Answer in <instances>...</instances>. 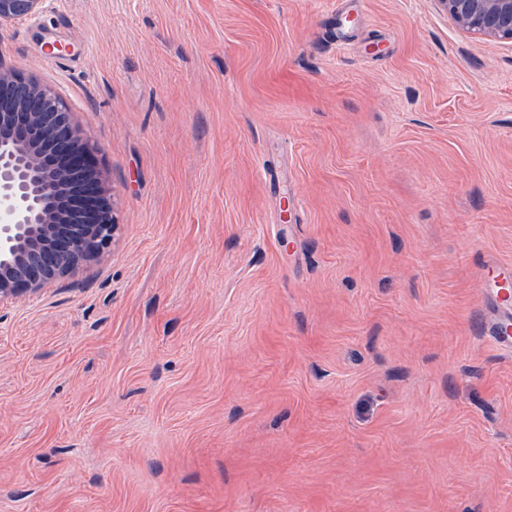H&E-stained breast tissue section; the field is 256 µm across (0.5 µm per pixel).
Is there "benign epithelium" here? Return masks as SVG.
Masks as SVG:
<instances>
[{
    "label": "benign epithelium",
    "mask_w": 512,
    "mask_h": 512,
    "mask_svg": "<svg viewBox=\"0 0 512 512\" xmlns=\"http://www.w3.org/2000/svg\"><path fill=\"white\" fill-rule=\"evenodd\" d=\"M52 0H0V25ZM463 32L512 41V0H437ZM118 224L60 96L0 64V301L39 294L109 253Z\"/></svg>",
    "instance_id": "7a95c632"
}]
</instances>
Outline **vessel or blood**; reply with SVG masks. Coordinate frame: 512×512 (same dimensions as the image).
<instances>
[{"label": "vessel or blood", "mask_w": 512, "mask_h": 512, "mask_svg": "<svg viewBox=\"0 0 512 512\" xmlns=\"http://www.w3.org/2000/svg\"><path fill=\"white\" fill-rule=\"evenodd\" d=\"M481 279L486 294V330L497 344L512 348V267L485 263Z\"/></svg>", "instance_id": "b4317fda"}]
</instances>
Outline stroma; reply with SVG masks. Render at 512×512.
<instances>
[{
  "mask_svg": "<svg viewBox=\"0 0 512 512\" xmlns=\"http://www.w3.org/2000/svg\"><path fill=\"white\" fill-rule=\"evenodd\" d=\"M110 254L0 303V512H512V41L436 0H52ZM481 279L486 294V330L497 344L512 348V267L486 262Z\"/></svg>",
  "mask_w": 512,
  "mask_h": 512,
  "instance_id": "1",
  "label": "stroma"
}]
</instances>
